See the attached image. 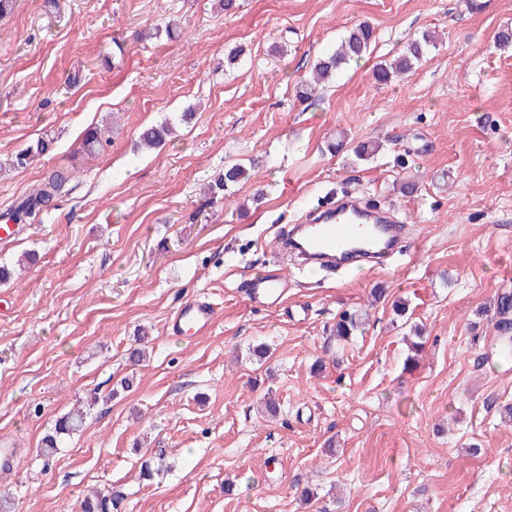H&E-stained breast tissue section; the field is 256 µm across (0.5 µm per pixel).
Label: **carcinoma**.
Listing matches in <instances>:
<instances>
[{"mask_svg":"<svg viewBox=\"0 0 512 512\" xmlns=\"http://www.w3.org/2000/svg\"><path fill=\"white\" fill-rule=\"evenodd\" d=\"M373 40V30L367 25H359L347 32L337 43L336 48L322 54L313 63L309 81L301 85L298 91L299 97L308 99L312 90L317 86L330 83L336 76L353 61L362 58L370 49ZM435 46V37L427 32L421 39L413 40L404 48L403 52L389 63H380L373 71V77L380 84H388L391 80L403 74L413 72L416 65L427 54L429 48ZM175 125L165 121L159 125H152L142 129L139 139L146 148H156L164 144L167 138L173 134ZM109 143V131L89 128L85 131L80 146V152L93 155L102 150ZM52 144L50 139H39L36 143L17 152L11 158L8 166L12 169L27 167L34 157L46 153ZM249 177V172L240 164H235L224 169V173L218 175L208 185L211 199H218L224 193ZM71 179V172L55 171L47 179L43 180L31 193L18 198L7 212L0 215L4 222L15 224H33L39 216L49 209L57 197L61 194L65 183ZM495 326L506 345L512 344V292L505 291L498 295L495 301ZM362 321L356 314L345 313L336 321L332 329V337L339 341H346L361 327ZM83 425V413L79 410L72 411L60 417L53 429V433L45 436L40 452L45 457L56 453L60 438L75 433ZM110 499L107 496L94 492L82 501V512H109Z\"/></svg>","mask_w":512,"mask_h":512,"instance_id":"carcinoma-1","label":"carcinoma"}]
</instances>
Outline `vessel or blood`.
Returning a JSON list of instances; mask_svg holds the SVG:
<instances>
[{
  "label": "vessel or blood",
  "mask_w": 512,
  "mask_h": 512,
  "mask_svg": "<svg viewBox=\"0 0 512 512\" xmlns=\"http://www.w3.org/2000/svg\"><path fill=\"white\" fill-rule=\"evenodd\" d=\"M403 227L391 223L385 214L345 200L315 224L309 225L304 240L307 257L337 262L338 250H346L359 260L375 262L389 254L398 243ZM288 286L281 277H256L248 285V297L258 306L281 305ZM214 320V309L205 301L186 302L170 318L172 335H195L207 330Z\"/></svg>",
  "instance_id": "b4317fda"
}]
</instances>
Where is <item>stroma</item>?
I'll use <instances>...</instances> for the list:
<instances>
[{
    "instance_id": "35a3bbf8",
    "label": "stroma",
    "mask_w": 512,
    "mask_h": 512,
    "mask_svg": "<svg viewBox=\"0 0 512 512\" xmlns=\"http://www.w3.org/2000/svg\"><path fill=\"white\" fill-rule=\"evenodd\" d=\"M237 2L16 0L0 16V162L52 141L0 175V213L72 172L39 223L0 241V265L38 256L0 284V438L19 450L0 512H79L93 490L111 512H512V360L493 317L512 291V50L496 43L512 0L477 14L468 0ZM172 19L177 39L144 38ZM362 23L370 54L300 99L316 57ZM427 31L438 41L412 75L376 84L375 64ZM168 119L171 141L138 148ZM104 124L111 143L74 156ZM367 142L384 148L355 160ZM235 163L251 178L208 200ZM342 190L393 209L412 229L405 252L299 270L278 231ZM282 274L279 307L249 300V280ZM190 300L216 316L182 340L167 324ZM356 311V336L331 341ZM83 405L80 431L43 458L57 418ZM51 144V139H38L35 144H32L17 152L15 156L11 158L8 166L11 169L26 168L31 163V161H33L34 157L46 153Z\"/></svg>"
}]
</instances>
